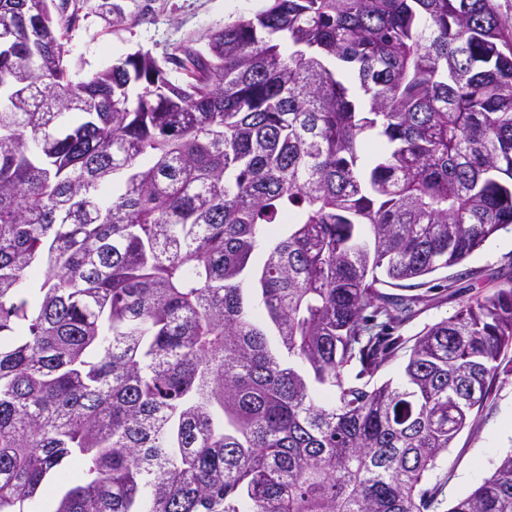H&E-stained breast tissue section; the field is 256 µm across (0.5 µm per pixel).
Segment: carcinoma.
Wrapping results in <instances>:
<instances>
[{"instance_id":"carcinoma-1","label":"carcinoma","mask_w":512,"mask_h":512,"mask_svg":"<svg viewBox=\"0 0 512 512\" xmlns=\"http://www.w3.org/2000/svg\"><path fill=\"white\" fill-rule=\"evenodd\" d=\"M68 8L0 0V512H436L512 273L408 348L380 286L512 224L496 0H269L87 78ZM448 512H512V453Z\"/></svg>"}]
</instances>
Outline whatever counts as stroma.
Instances as JSON below:
<instances>
[{
	"label": "stroma",
	"instance_id": "1",
	"mask_svg": "<svg viewBox=\"0 0 512 512\" xmlns=\"http://www.w3.org/2000/svg\"><path fill=\"white\" fill-rule=\"evenodd\" d=\"M267 0H73L74 18L63 43L72 72L86 77L111 67L116 60L146 52L162 60L190 44L204 48L208 35L225 24L262 10ZM506 231H498L463 265L434 272L418 287L428 301L402 325L399 333L413 339L425 326L453 316L461 301L492 291L489 273L512 266V246ZM483 271L477 283L460 276L462 269ZM460 277L458 297H446L442 287ZM512 416V375L501 376L494 399L456 437L441 464L438 478L444 485L443 512L471 492L489 473L494 462L512 450V432L503 427Z\"/></svg>",
	"mask_w": 512,
	"mask_h": 512
}]
</instances>
